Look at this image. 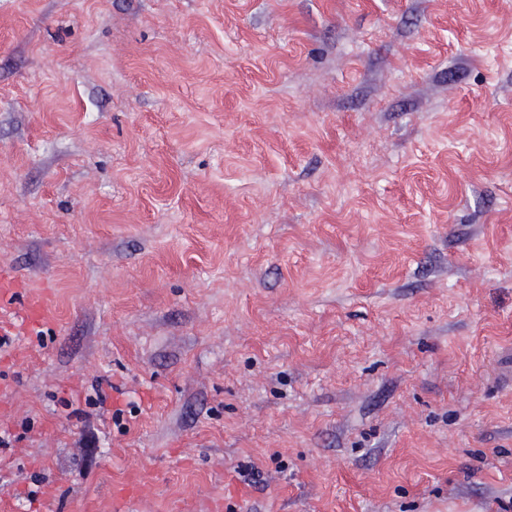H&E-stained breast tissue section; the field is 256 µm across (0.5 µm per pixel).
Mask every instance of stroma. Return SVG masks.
I'll list each match as a JSON object with an SVG mask.
<instances>
[{
  "instance_id": "1",
  "label": "stroma",
  "mask_w": 512,
  "mask_h": 512,
  "mask_svg": "<svg viewBox=\"0 0 512 512\" xmlns=\"http://www.w3.org/2000/svg\"><path fill=\"white\" fill-rule=\"evenodd\" d=\"M0 270L13 512H504L512 0H0ZM17 288L15 282L0 271V348L7 344L9 340L7 331L11 327L4 326L1 318L4 315V309L12 308L18 302V298L21 297Z\"/></svg>"
}]
</instances>
